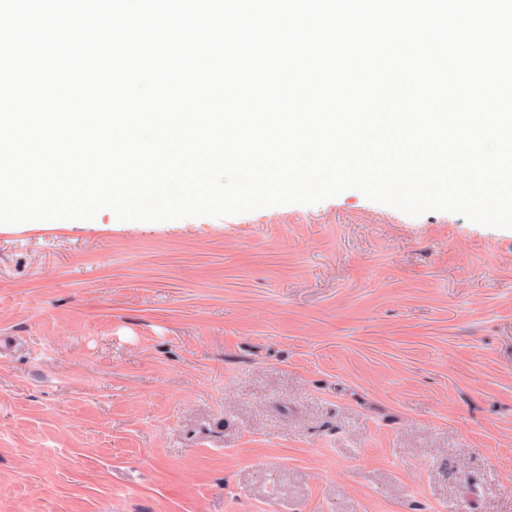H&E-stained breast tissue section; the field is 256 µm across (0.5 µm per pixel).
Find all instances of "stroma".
<instances>
[{
	"label": "stroma",
	"mask_w": 512,
	"mask_h": 512,
	"mask_svg": "<svg viewBox=\"0 0 512 512\" xmlns=\"http://www.w3.org/2000/svg\"><path fill=\"white\" fill-rule=\"evenodd\" d=\"M0 512H512V229L0 224Z\"/></svg>",
	"instance_id": "obj_1"
}]
</instances>
